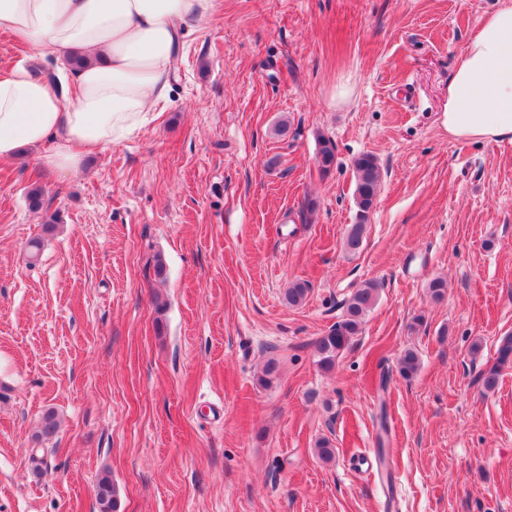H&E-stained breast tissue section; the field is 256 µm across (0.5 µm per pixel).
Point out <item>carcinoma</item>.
<instances>
[{
	"mask_svg": "<svg viewBox=\"0 0 512 512\" xmlns=\"http://www.w3.org/2000/svg\"><path fill=\"white\" fill-rule=\"evenodd\" d=\"M321 148L318 162L324 172H329L335 165V145L325 137H320ZM355 171V203L358 223L351 226L345 239L344 247L354 252L362 244L365 221L373 210L377 192L381 182V169L374 155L362 154L354 160ZM308 284L301 281L291 283L284 293L285 301L291 306H298L306 299ZM378 296L377 284L368 281L361 284L344 302V314L326 334L315 342L316 354L320 367L330 370L335 366L336 359L347 348L350 340L361 332L367 313L374 306ZM497 362L488 367L482 374V387L488 392L494 391L499 384L501 367L512 362V336H505L497 349ZM420 366L417 352L413 349L404 350L397 359L396 370L400 376H413ZM59 420L54 410H47L40 423L38 438L49 440L57 433ZM96 512H118L119 490L112 481L110 472H103L95 486Z\"/></svg>",
	"mask_w": 512,
	"mask_h": 512,
	"instance_id": "obj_1",
	"label": "carcinoma"
}]
</instances>
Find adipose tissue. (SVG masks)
<instances>
[{"label": "adipose tissue", "mask_w": 512, "mask_h": 512, "mask_svg": "<svg viewBox=\"0 0 512 512\" xmlns=\"http://www.w3.org/2000/svg\"><path fill=\"white\" fill-rule=\"evenodd\" d=\"M214 0H0V31L59 60L56 78L27 62L0 70V160L43 147V167L77 170L155 119L186 27ZM86 56L79 69L68 59ZM442 123L449 136L512 140V0L488 15L459 55Z\"/></svg>", "instance_id": "obj_1"}]
</instances>
